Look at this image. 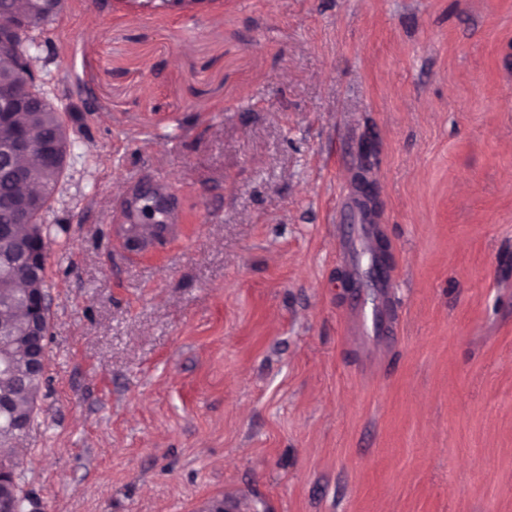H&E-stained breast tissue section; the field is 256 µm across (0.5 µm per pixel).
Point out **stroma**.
Here are the masks:
<instances>
[{"mask_svg":"<svg viewBox=\"0 0 512 512\" xmlns=\"http://www.w3.org/2000/svg\"><path fill=\"white\" fill-rule=\"evenodd\" d=\"M30 37L73 141L37 512H512V0H63ZM361 172L394 343L343 312ZM139 187L181 218L141 252Z\"/></svg>","mask_w":512,"mask_h":512,"instance_id":"1","label":"stroma"}]
</instances>
